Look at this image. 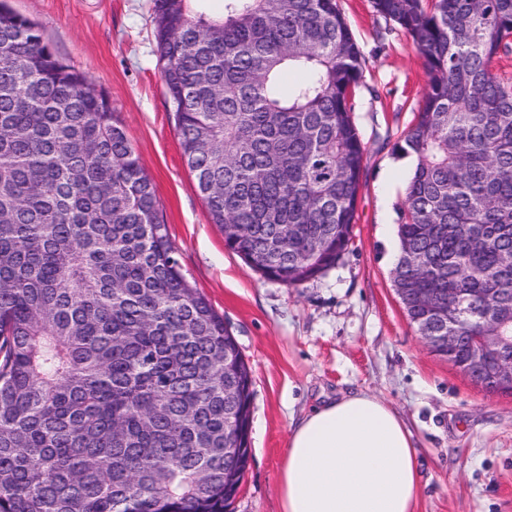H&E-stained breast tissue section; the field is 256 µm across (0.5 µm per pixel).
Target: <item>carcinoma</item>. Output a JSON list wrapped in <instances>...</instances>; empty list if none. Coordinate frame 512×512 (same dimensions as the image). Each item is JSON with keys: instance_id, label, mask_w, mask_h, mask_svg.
Masks as SVG:
<instances>
[{"instance_id": "1", "label": "carcinoma", "mask_w": 512, "mask_h": 512, "mask_svg": "<svg viewBox=\"0 0 512 512\" xmlns=\"http://www.w3.org/2000/svg\"><path fill=\"white\" fill-rule=\"evenodd\" d=\"M194 2L154 11L184 161L231 252L314 279L356 224L363 53L339 0H224L220 17ZM374 8L429 74L396 146L416 165L391 279L464 289L453 319L472 336L492 289L512 302V81L492 70L512 0ZM226 374L250 419V368L183 273L108 98L0 0V512H231Z\"/></svg>"}]
</instances>
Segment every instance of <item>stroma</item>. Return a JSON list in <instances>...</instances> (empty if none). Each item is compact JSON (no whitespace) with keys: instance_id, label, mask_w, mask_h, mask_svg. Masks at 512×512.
Instances as JSON below:
<instances>
[{"instance_id":"35a3bbf8","label":"stroma","mask_w":512,"mask_h":512,"mask_svg":"<svg viewBox=\"0 0 512 512\" xmlns=\"http://www.w3.org/2000/svg\"><path fill=\"white\" fill-rule=\"evenodd\" d=\"M58 56L104 92L152 181L188 279L224 321L253 377L251 461L232 512H280L290 424L324 401L365 391L412 432L416 512H512V394L471 383L430 353L390 272L398 211L413 173L395 150L428 84L409 36L373 0H340L366 60L354 121L366 147L352 243L297 286L263 277L226 249L180 146L161 77L154 0H10Z\"/></svg>"}]
</instances>
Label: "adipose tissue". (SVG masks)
I'll return each instance as SVG.
<instances>
[{
  "label": "adipose tissue",
  "mask_w": 512,
  "mask_h": 512,
  "mask_svg": "<svg viewBox=\"0 0 512 512\" xmlns=\"http://www.w3.org/2000/svg\"><path fill=\"white\" fill-rule=\"evenodd\" d=\"M417 451L378 397L346 393L292 427L277 481L282 512H414Z\"/></svg>",
  "instance_id": "ef3b65f1"
}]
</instances>
